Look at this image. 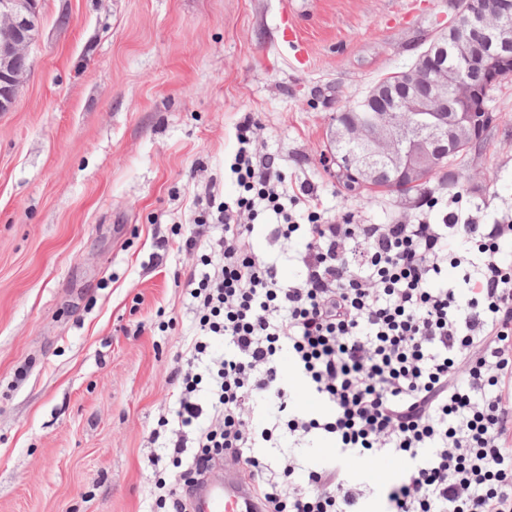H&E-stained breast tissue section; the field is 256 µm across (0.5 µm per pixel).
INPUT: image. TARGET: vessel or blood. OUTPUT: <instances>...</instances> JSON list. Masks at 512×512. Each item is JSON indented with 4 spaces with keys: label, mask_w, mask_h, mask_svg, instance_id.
Here are the masks:
<instances>
[{
    "label": "vessel or blood",
    "mask_w": 512,
    "mask_h": 512,
    "mask_svg": "<svg viewBox=\"0 0 512 512\" xmlns=\"http://www.w3.org/2000/svg\"><path fill=\"white\" fill-rule=\"evenodd\" d=\"M193 509L194 512H261L252 486L235 471L228 478L217 475L198 485Z\"/></svg>",
    "instance_id": "b4317fda"
}]
</instances>
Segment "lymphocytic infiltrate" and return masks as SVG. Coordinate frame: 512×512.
I'll return each instance as SVG.
<instances>
[{
	"mask_svg": "<svg viewBox=\"0 0 512 512\" xmlns=\"http://www.w3.org/2000/svg\"><path fill=\"white\" fill-rule=\"evenodd\" d=\"M252 134L244 117L237 197L208 199L183 242L203 255L182 283L200 317L166 420L180 483L167 493L170 512H189L191 487L219 462L250 481L263 512H355L365 492L341 464L306 466L296 454L321 435L344 455L406 462L389 512H512V262L500 253L512 224L329 221L312 192L288 195ZM262 215L270 221L261 226ZM258 230L270 246L295 243L293 281L255 251ZM451 268L464 271L454 288L441 283ZM215 338L224 354L205 412L194 357ZM292 373L330 414L295 410ZM284 442L290 451L272 468L262 451Z\"/></svg>",
	"mask_w": 512,
	"mask_h": 512,
	"instance_id": "1",
	"label": "lymphocytic infiltrate"
}]
</instances>
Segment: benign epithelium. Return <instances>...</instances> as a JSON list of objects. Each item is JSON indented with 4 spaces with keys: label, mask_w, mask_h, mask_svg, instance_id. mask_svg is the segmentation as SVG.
Listing matches in <instances>:
<instances>
[{
    "label": "benign epithelium",
    "mask_w": 512,
    "mask_h": 512,
    "mask_svg": "<svg viewBox=\"0 0 512 512\" xmlns=\"http://www.w3.org/2000/svg\"><path fill=\"white\" fill-rule=\"evenodd\" d=\"M512 0H465L456 29L430 39L404 74V87L378 84L336 114L329 163L357 191L388 179L422 185L458 146L490 128L497 116L487 106L492 90L512 77ZM38 0H0V112L13 109L27 71L14 67L40 33ZM451 46L459 65L443 62Z\"/></svg>",
    "instance_id": "1"
}]
</instances>
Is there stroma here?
I'll list each match as a JSON object with an SVG mask.
<instances>
[{
    "label": "stroma",
    "instance_id": "obj_1",
    "mask_svg": "<svg viewBox=\"0 0 512 512\" xmlns=\"http://www.w3.org/2000/svg\"><path fill=\"white\" fill-rule=\"evenodd\" d=\"M42 31L12 111L0 112V512H161L174 370L196 311L175 278L199 254L194 196L229 171L236 127L289 194L357 224L512 219V79L499 120L451 188L348 194L324 158L334 117L408 69L458 0H41ZM349 464L361 512H387L377 471Z\"/></svg>",
    "mask_w": 512,
    "mask_h": 512
}]
</instances>
